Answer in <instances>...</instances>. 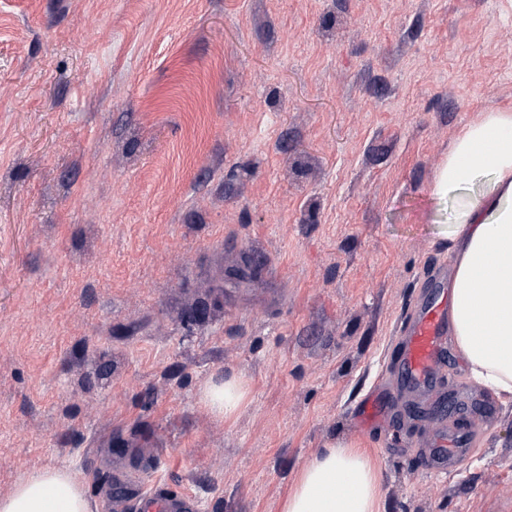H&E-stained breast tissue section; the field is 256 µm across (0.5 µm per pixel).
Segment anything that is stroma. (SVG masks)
Returning <instances> with one entry per match:
<instances>
[{
	"label": "stroma",
	"instance_id": "1",
	"mask_svg": "<svg viewBox=\"0 0 512 512\" xmlns=\"http://www.w3.org/2000/svg\"><path fill=\"white\" fill-rule=\"evenodd\" d=\"M507 108L512 0H0V497L63 469L110 512L125 472L281 512L341 439L381 512H512V405L418 467L458 351L390 429L350 418L449 256L437 170ZM230 376L224 417L201 393ZM245 396L244 384L235 377L224 379L222 384L207 387L203 392V400L217 415H232ZM474 426L468 420L464 424L448 426L447 430L433 429L421 458L422 468L434 476L452 474L458 464L473 452L471 437Z\"/></svg>",
	"mask_w": 512,
	"mask_h": 512
}]
</instances>
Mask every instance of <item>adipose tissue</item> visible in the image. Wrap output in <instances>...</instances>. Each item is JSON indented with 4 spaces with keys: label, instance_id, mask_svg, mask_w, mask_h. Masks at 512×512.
Returning <instances> with one entry per match:
<instances>
[{
    "label": "adipose tissue",
    "instance_id": "adipose-tissue-1",
    "mask_svg": "<svg viewBox=\"0 0 512 512\" xmlns=\"http://www.w3.org/2000/svg\"><path fill=\"white\" fill-rule=\"evenodd\" d=\"M455 195L450 320L473 378L512 402V110L482 113L457 137L431 186ZM0 512H91L81 485L45 469L0 498ZM282 512H381L377 470L361 445L335 441L302 469Z\"/></svg>",
    "mask_w": 512,
    "mask_h": 512
}]
</instances>
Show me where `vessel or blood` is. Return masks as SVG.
I'll list each match as a JSON object with an SVG mask.
<instances>
[{
  "instance_id": "b4317fda",
  "label": "vessel or blood",
  "mask_w": 512,
  "mask_h": 512,
  "mask_svg": "<svg viewBox=\"0 0 512 512\" xmlns=\"http://www.w3.org/2000/svg\"><path fill=\"white\" fill-rule=\"evenodd\" d=\"M398 383L376 389L354 416L355 424L382 423L384 397H396L400 389L422 395L432 390L441 376L448 356V271L434 268L426 296L408 310L398 330ZM474 425L467 422L448 428L433 429L421 466L435 476L452 474L458 464L472 453ZM138 512H195L192 495L170 493L160 486L146 488L137 506Z\"/></svg>"
}]
</instances>
